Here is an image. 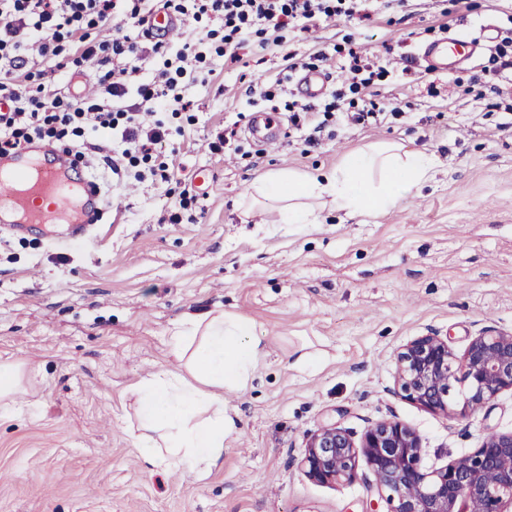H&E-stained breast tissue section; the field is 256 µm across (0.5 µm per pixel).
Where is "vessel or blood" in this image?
Segmentation results:
<instances>
[{
  "instance_id": "vessel-or-blood-1",
  "label": "vessel or blood",
  "mask_w": 512,
  "mask_h": 512,
  "mask_svg": "<svg viewBox=\"0 0 512 512\" xmlns=\"http://www.w3.org/2000/svg\"><path fill=\"white\" fill-rule=\"evenodd\" d=\"M477 49L476 42L448 37L426 46L424 55L432 69L445 72ZM106 208L105 197L64 162L49 161L32 147L0 156L1 224L19 231L34 225L69 224L78 235L98 223Z\"/></svg>"
}]
</instances>
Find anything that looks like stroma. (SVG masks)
Listing matches in <instances>:
<instances>
[{"label":"stroma","mask_w":512,"mask_h":512,"mask_svg":"<svg viewBox=\"0 0 512 512\" xmlns=\"http://www.w3.org/2000/svg\"><path fill=\"white\" fill-rule=\"evenodd\" d=\"M511 29L512 0H406L372 25L325 21L228 64L222 21L187 17L180 37L202 60L160 114L166 141L118 173L107 157L120 143L80 147L82 168L111 194L91 240L0 228V359H23L31 377L28 405L0 412V512H368L366 460L354 483L314 482L301 465L310 434L334 425L358 441L399 420L432 470L512 432L511 392L445 415L396 388L397 354L415 337L439 333L460 353L481 330L512 333V69L493 76L498 93L482 81L485 33ZM447 33L482 47L432 71L421 52ZM352 42L384 69L368 90L376 124L325 120L324 99L297 85L298 65L321 53L340 73ZM60 63L46 95L84 99L93 70ZM400 102L407 114L391 117ZM290 103L311 107L302 129L288 123ZM258 111L279 123L278 144L250 134ZM319 123L318 145L306 146ZM379 141L435 156L431 180L376 216L283 224L271 211L246 223L241 202L261 174L329 167ZM219 311L249 319L266 349L227 400L236 429L224 458L202 480L146 473L133 388L177 369L181 322Z\"/></svg>","instance_id":"obj_1"}]
</instances>
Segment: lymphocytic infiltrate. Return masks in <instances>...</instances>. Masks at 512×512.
Masks as SVG:
<instances>
[{
    "label": "lymphocytic infiltrate",
    "instance_id": "obj_1",
    "mask_svg": "<svg viewBox=\"0 0 512 512\" xmlns=\"http://www.w3.org/2000/svg\"><path fill=\"white\" fill-rule=\"evenodd\" d=\"M163 8L179 14H216L224 21V55L237 61L236 51L256 37L278 35L288 25L309 30L321 20L370 19L363 0H163ZM113 0H0V97L9 102L0 111V155L46 139H78L101 133L120 137L128 151H150L166 138L156 114L176 98L178 75L193 62L190 45L176 52L175 73L161 71L153 83L132 86L127 69L113 67L112 58L135 53L138 44L127 35L95 41L93 29L112 21ZM76 47L81 61L96 67L105 100L44 101L21 91L31 80V57L49 62L66 46ZM139 99L126 103L129 92Z\"/></svg>",
    "mask_w": 512,
    "mask_h": 512
}]
</instances>
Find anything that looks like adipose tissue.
I'll list each match as a JSON object with an SVG mask.
<instances>
[{"instance_id": "ef3b65f1", "label": "adipose tissue", "mask_w": 512, "mask_h": 512, "mask_svg": "<svg viewBox=\"0 0 512 512\" xmlns=\"http://www.w3.org/2000/svg\"><path fill=\"white\" fill-rule=\"evenodd\" d=\"M434 165L424 152L382 143L351 150L326 169L267 173L253 188L281 202L282 223L316 224L327 209L349 218L386 212L425 183ZM170 347L179 371L141 380L134 390L137 443L147 472L175 468L201 480L235 429L226 397L249 385L265 346L247 318L209 312L175 329Z\"/></svg>"}]
</instances>
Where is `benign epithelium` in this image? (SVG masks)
I'll use <instances>...</instances> for the list:
<instances>
[{"label":"benign epithelium","instance_id":"7a95c632","mask_svg":"<svg viewBox=\"0 0 512 512\" xmlns=\"http://www.w3.org/2000/svg\"><path fill=\"white\" fill-rule=\"evenodd\" d=\"M398 393L432 412L477 411L512 392V333L484 330L462 355L436 333L418 336L398 353ZM418 436L399 421L369 428L357 445L345 430L311 434L302 465L321 484L351 483L358 457L375 476L386 512H512V432L495 433L469 454L427 470Z\"/></svg>","mask_w":512,"mask_h":512}]
</instances>
